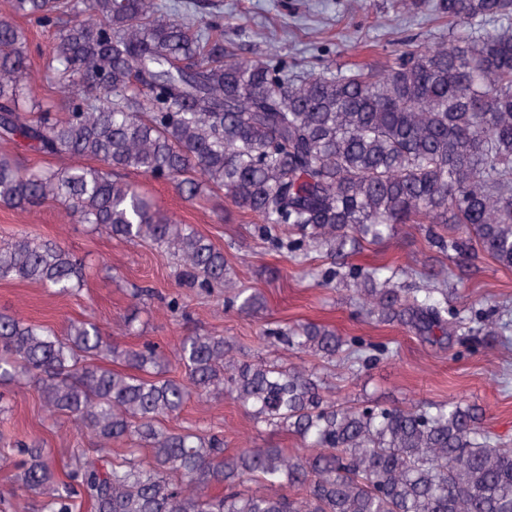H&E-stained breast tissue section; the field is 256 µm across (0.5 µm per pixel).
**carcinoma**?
Masks as SVG:
<instances>
[{"label": "carcinoma", "instance_id": "carcinoma-1", "mask_svg": "<svg viewBox=\"0 0 512 512\" xmlns=\"http://www.w3.org/2000/svg\"><path fill=\"white\" fill-rule=\"evenodd\" d=\"M0 17V142L71 161L33 167L0 148V207L46 203L66 224L172 260L178 283L224 314L264 297L240 288L224 249L167 213L133 177L162 180L222 222L249 219L271 251L330 267L353 283L358 313L423 343L507 338L512 321L448 308L464 258L512 269V0H439L448 44L411 38L354 48L345 69L315 74L244 56L224 18L168 0H6ZM22 17L48 33L45 93L31 95ZM418 225L416 267L352 258ZM83 260L20 230L0 246V282L59 295L85 286ZM127 335L141 332L152 288L131 285ZM268 347L298 361L251 358L232 336L197 328L168 356L146 340L108 339L90 318L62 331L0 313V385L25 384L79 447L57 457L12 423L0 394V463L32 512H512V442L482 410L451 397L385 406L337 401L326 371L351 375L394 356L335 326L277 323ZM181 375H172L174 371ZM227 397L276 442L224 448L214 427L171 428L192 399Z\"/></svg>", "mask_w": 512, "mask_h": 512}]
</instances>
